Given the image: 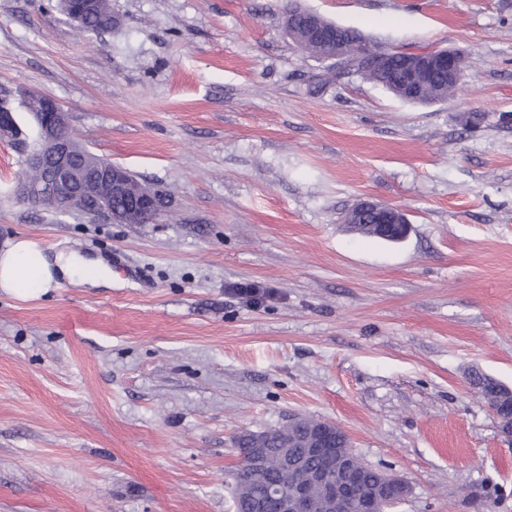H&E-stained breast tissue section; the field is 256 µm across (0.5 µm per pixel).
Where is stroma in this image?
<instances>
[{"label":"stroma","mask_w":512,"mask_h":512,"mask_svg":"<svg viewBox=\"0 0 512 512\" xmlns=\"http://www.w3.org/2000/svg\"><path fill=\"white\" fill-rule=\"evenodd\" d=\"M298 7L370 45L448 48L436 103L301 50ZM0 0V92L51 97L89 151L164 191L147 224L21 200L36 148L0 132V248L26 238L108 286L0 292V512H233V439L313 417L410 493L394 512H512V0ZM369 199L400 243L350 233ZM261 288L258 301L239 294ZM77 1H82L84 6L75 5ZM94 0H61L60 7L62 12L78 26L83 27L89 13L94 8ZM98 8L94 14L88 18L86 27L82 29L88 33H100L109 30L112 6L109 0H97ZM80 3V4H81ZM343 223L349 228L366 226L375 236L390 242L402 241L410 229L401 210L369 200L360 201L349 210Z\"/></svg>","instance_id":"stroma-1"}]
</instances>
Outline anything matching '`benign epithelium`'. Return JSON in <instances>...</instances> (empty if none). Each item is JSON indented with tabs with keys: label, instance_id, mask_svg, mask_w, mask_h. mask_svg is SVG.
<instances>
[{
	"label": "benign epithelium",
	"instance_id": "obj_1",
	"mask_svg": "<svg viewBox=\"0 0 512 512\" xmlns=\"http://www.w3.org/2000/svg\"><path fill=\"white\" fill-rule=\"evenodd\" d=\"M60 0L62 12L78 26H84L89 13L94 8L91 0ZM403 57L405 73L403 83L398 87L399 94L409 102L424 103V80L436 71L448 73V80L460 79L463 57L456 51L441 49L430 51L399 50ZM350 55V44L336 39L327 45L326 57L340 65L346 64ZM23 100L38 107L34 113L38 127L39 148L27 159V165L39 172L36 182L20 184V194L31 204L50 205L60 212L82 211L85 207L89 179L104 186L110 193L121 194L126 199L125 208L114 210L107 203L98 205L97 213L118 224H139L155 213V195L146 187H135L129 180L126 168L109 163L87 152L83 164L78 165L73 158L72 140L68 135V117L57 103L46 96L27 95ZM343 223L350 228L368 227L375 236L390 242L406 238L410 226L405 214L394 207L382 203L363 200L345 215ZM498 420L501 431L512 434V415L504 417V412L512 409V389H508L506 399L489 404ZM333 424L324 422L319 427H309L306 439L307 452L317 457L333 458L340 456L337 465L336 481L333 482L330 497L318 500L311 496V485L324 482L327 476L312 472L306 480L296 482L288 492L282 493L274 487L262 488L254 497V512H265L267 503L276 500L280 512H352V492L350 485L341 478L356 455L353 448H331L327 445L326 434ZM359 512H387L392 500L373 488L359 493Z\"/></svg>",
	"mask_w": 512,
	"mask_h": 512
}]
</instances>
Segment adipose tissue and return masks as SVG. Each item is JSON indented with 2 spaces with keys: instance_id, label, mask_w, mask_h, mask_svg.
Listing matches in <instances>:
<instances>
[{
  "instance_id": "adipose-tissue-1",
  "label": "adipose tissue",
  "mask_w": 512,
  "mask_h": 512,
  "mask_svg": "<svg viewBox=\"0 0 512 512\" xmlns=\"http://www.w3.org/2000/svg\"><path fill=\"white\" fill-rule=\"evenodd\" d=\"M99 284L111 280L100 261L75 253L47 256L37 243L18 239L0 251V290L20 297H36L56 287L59 280Z\"/></svg>"
}]
</instances>
